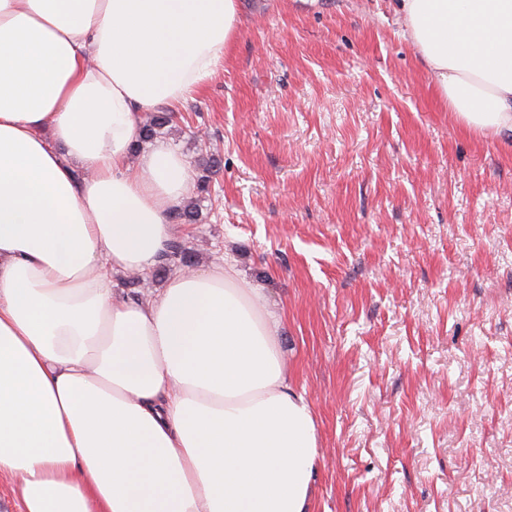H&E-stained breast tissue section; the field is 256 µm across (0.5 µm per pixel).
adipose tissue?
Returning a JSON list of instances; mask_svg holds the SVG:
<instances>
[{
  "label": "adipose tissue",
  "instance_id": "1",
  "mask_svg": "<svg viewBox=\"0 0 512 512\" xmlns=\"http://www.w3.org/2000/svg\"><path fill=\"white\" fill-rule=\"evenodd\" d=\"M467 129L512 143V0H401ZM238 0H0V475L20 512H312L315 419L236 265L148 273L192 186L142 113L212 77Z\"/></svg>",
  "mask_w": 512,
  "mask_h": 512
}]
</instances>
